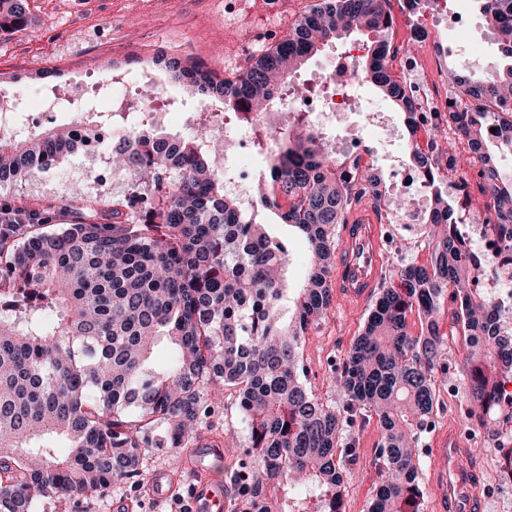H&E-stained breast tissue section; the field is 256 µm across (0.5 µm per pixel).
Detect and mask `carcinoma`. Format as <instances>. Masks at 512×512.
Segmentation results:
<instances>
[{
	"label": "carcinoma",
	"mask_w": 512,
	"mask_h": 512,
	"mask_svg": "<svg viewBox=\"0 0 512 512\" xmlns=\"http://www.w3.org/2000/svg\"><path fill=\"white\" fill-rule=\"evenodd\" d=\"M390 0H319L288 34L238 75L221 79L200 65L165 61L166 79L186 85L201 104L222 98L236 113L266 112L288 78L322 47L353 31L373 35L359 81L376 87L407 115L411 134L418 112L387 64L393 26ZM494 20L501 57L512 60V0H481ZM28 0H0V36L27 28ZM454 97L470 107L448 113L469 141L471 155L431 125L426 148L411 145L414 166L435 189L429 218L430 263L410 262L397 283L380 289L364 331L333 371L346 399L327 406L307 388L305 336L329 308L336 269V226L376 179L358 171L336 175L324 139L291 126L274 131L280 150L261 155L264 180L248 212L224 194L222 156L206 146L204 121L188 137L158 125L117 124L93 112L75 86L82 134L101 123L112 174L128 177L127 193L112 200L71 189L58 207L72 223L54 230L43 208L0 202V289L20 288L0 306V512H32L52 494L71 502L104 494L141 474L149 449L191 442L213 404L235 392L248 430L234 482L246 504L261 497L263 474L288 489L300 487L296 512H345L344 426L354 414L376 417L380 483L370 512H420L418 448L433 425L437 373L448 374L440 332L445 302L467 354L469 418L496 426L495 447L512 445V406L501 386L512 379V306L472 287L473 251L442 196L440 174L466 181L475 168L492 200L486 218L512 250V170L486 151L484 127L512 151V63L489 73L453 71ZM85 147L73 126H54L24 138H0V183L36 178ZM112 204V223L96 218ZM277 215L311 253L305 287L290 298L288 239L258 219ZM417 313L426 324L407 329Z\"/></svg>",
	"instance_id": "obj_1"
}]
</instances>
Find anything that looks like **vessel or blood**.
Instances as JSON below:
<instances>
[{
  "instance_id": "obj_1",
  "label": "vessel or blood",
  "mask_w": 512,
  "mask_h": 512,
  "mask_svg": "<svg viewBox=\"0 0 512 512\" xmlns=\"http://www.w3.org/2000/svg\"><path fill=\"white\" fill-rule=\"evenodd\" d=\"M384 242L383 227L371 215H353L342 226L330 281L338 296L359 307L370 300L384 277ZM437 446L439 469L431 473L430 480L443 489V512H481L480 468L469 456L458 430L449 429ZM223 453L220 441L213 439L200 440L184 453L182 465L192 474L187 486L191 512H228L227 485L214 475L211 465ZM179 482L177 474L164 470L153 475L147 490L151 497L165 498L178 489Z\"/></svg>"
}]
</instances>
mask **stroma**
Wrapping results in <instances>:
<instances>
[{
  "mask_svg": "<svg viewBox=\"0 0 512 512\" xmlns=\"http://www.w3.org/2000/svg\"><path fill=\"white\" fill-rule=\"evenodd\" d=\"M237 3L238 0H30L29 26L0 38V93L16 97L24 107L30 108L39 95L60 94L78 83L94 90L96 105L103 111L112 105L113 73L126 71L130 57L146 60L159 52L187 62L206 63L221 77L240 72L245 63L233 41L224 36L241 17ZM448 3L469 13L474 21L471 34L463 37L449 34L448 43L456 57H465L468 46L472 45L482 50L492 64H501L494 34L480 25L479 0H448ZM158 87L174 112L171 122L165 126L166 132L189 135L191 129L182 119L198 112L197 99L183 85L172 86L162 81ZM357 95L384 112L397 133L396 141L389 142L377 130H362L369 163L384 169L395 159L409 163L411 140L425 142V135L411 137L404 112L387 102L376 88L361 86ZM83 163V155L78 154L37 179L1 185L0 198L18 205L45 207L55 203L72 184L109 197L125 193L123 181L99 185ZM383 232L386 273H393L407 262L429 263L432 247L427 225L387 224ZM369 314V307L351 308L341 299H332L306 336V385L328 406L338 408L343 403L342 396L332 387L329 365L344 360L363 332ZM465 355L461 342L449 343L448 372L437 375L435 382L440 389V412L433 427L425 433L424 444H432L437 437L446 435L449 427L463 429L470 425L463 393L451 397L442 392L447 383L461 384L459 368ZM230 431L240 443H247L248 431L237 398L228 391L200 432L220 439ZM350 436L358 455L350 463L345 481V510L368 512L378 481L380 461L376 450L380 431L372 420L354 427ZM473 452L483 470V484L494 482L499 488L496 500H485L483 512H512V482L497 478L506 462L504 451L487 439L475 444ZM182 454L179 448L152 449L147 470L139 482L117 486L104 495L67 505L55 496H45L36 501L33 512H114L115 503L134 496L139 499L134 512H163L164 503L144 495L143 489L156 470L177 467Z\"/></svg>",
  "mask_w": 512,
  "mask_h": 512,
  "instance_id": "stroma-1",
  "label": "stroma"
}]
</instances>
